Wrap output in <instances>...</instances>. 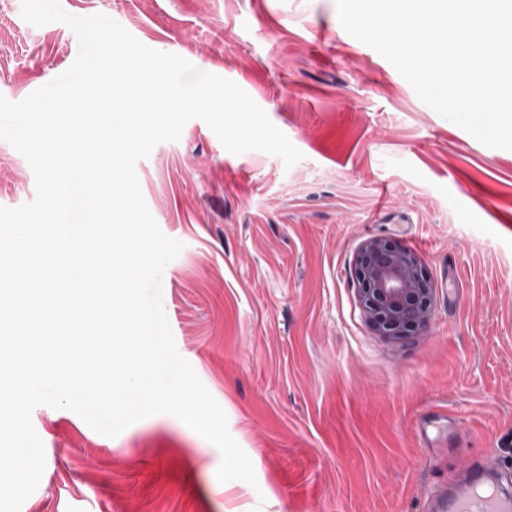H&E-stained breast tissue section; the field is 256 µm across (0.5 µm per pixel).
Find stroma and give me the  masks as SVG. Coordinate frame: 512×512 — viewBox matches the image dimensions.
I'll use <instances>...</instances> for the list:
<instances>
[{"mask_svg": "<svg viewBox=\"0 0 512 512\" xmlns=\"http://www.w3.org/2000/svg\"><path fill=\"white\" fill-rule=\"evenodd\" d=\"M60 3L235 82L303 158L232 154L193 119L136 164L150 213L183 245L163 275L177 350L255 483L219 481L217 447L173 415L108 437L40 405L45 468L21 512H424L445 467L488 449L512 465V150L421 102L334 0ZM78 51L68 25L33 26L21 0H0V96L24 100ZM35 195L0 140V206ZM409 234L434 316L390 342L362 317L354 257L365 239ZM434 407L463 424L438 463L416 431Z\"/></svg>", "mask_w": 512, "mask_h": 512, "instance_id": "stroma-1", "label": "stroma"}]
</instances>
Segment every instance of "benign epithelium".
Segmentation results:
<instances>
[{
    "label": "benign epithelium",
    "instance_id": "obj_1",
    "mask_svg": "<svg viewBox=\"0 0 512 512\" xmlns=\"http://www.w3.org/2000/svg\"><path fill=\"white\" fill-rule=\"evenodd\" d=\"M354 271L358 303L375 335L396 341L427 329L435 288L417 253L370 238L356 251Z\"/></svg>",
    "mask_w": 512,
    "mask_h": 512
}]
</instances>
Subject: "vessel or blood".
<instances>
[{
    "instance_id": "b4317fda",
    "label": "vessel or blood",
    "mask_w": 512,
    "mask_h": 512,
    "mask_svg": "<svg viewBox=\"0 0 512 512\" xmlns=\"http://www.w3.org/2000/svg\"><path fill=\"white\" fill-rule=\"evenodd\" d=\"M460 430L457 420L430 412L418 423L425 445L442 447L445 429ZM426 512H512V468L500 465L492 454L471 458L453 469L425 493Z\"/></svg>"
}]
</instances>
